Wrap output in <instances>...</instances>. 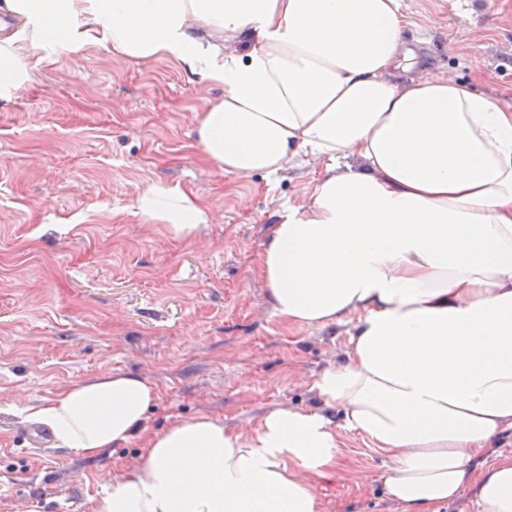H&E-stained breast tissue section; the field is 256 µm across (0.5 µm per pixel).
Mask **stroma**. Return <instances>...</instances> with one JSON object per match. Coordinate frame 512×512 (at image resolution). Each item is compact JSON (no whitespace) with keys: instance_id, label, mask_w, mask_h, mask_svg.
Returning <instances> with one entry per match:
<instances>
[{"instance_id":"obj_1","label":"stroma","mask_w":512,"mask_h":512,"mask_svg":"<svg viewBox=\"0 0 512 512\" xmlns=\"http://www.w3.org/2000/svg\"><path fill=\"white\" fill-rule=\"evenodd\" d=\"M414 74L439 72L512 106V0H404ZM30 80L0 108V512H91L140 440L93 458L31 448L26 408L113 372L151 379L147 424L208 414L243 430L281 405L313 408L314 378L346 358L345 328L283 324L257 274L285 204L322 169L297 158L277 179L232 176L193 137L220 99L171 61L135 64L103 48L29 57ZM161 182L199 193L221 219L178 239L134 207ZM384 460L343 432L317 479L323 512H402Z\"/></svg>"}]
</instances>
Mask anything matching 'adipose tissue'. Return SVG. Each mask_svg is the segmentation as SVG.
<instances>
[{"label": "adipose tissue", "mask_w": 512, "mask_h": 512, "mask_svg": "<svg viewBox=\"0 0 512 512\" xmlns=\"http://www.w3.org/2000/svg\"><path fill=\"white\" fill-rule=\"evenodd\" d=\"M2 18L17 27L0 38V106L28 83L30 50L102 47L223 86L194 134L225 173L324 163L259 264L280 320L350 327L345 362L311 385L321 408L277 407L247 433L208 415L151 430L147 378L71 384L29 409L56 447L93 457L142 440L92 512H322L315 480L344 430L387 460L403 512H440L467 487L475 512H512V455L475 462L512 432V107L410 76L403 0H0ZM135 206L177 238L215 219L157 182Z\"/></svg>", "instance_id": "adipose-tissue-1"}]
</instances>
